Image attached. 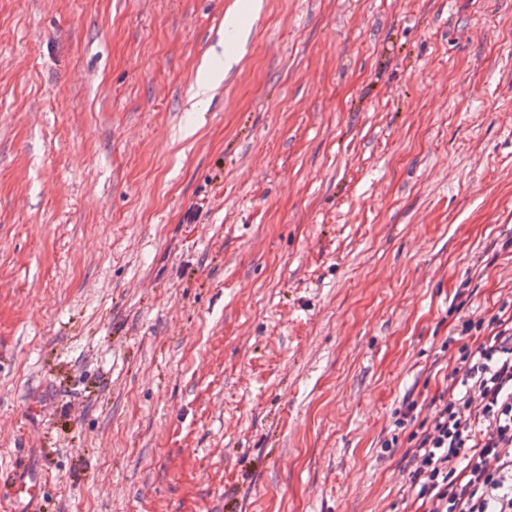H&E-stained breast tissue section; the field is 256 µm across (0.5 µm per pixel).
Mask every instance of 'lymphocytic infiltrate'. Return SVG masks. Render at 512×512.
I'll use <instances>...</instances> for the list:
<instances>
[{
  "label": "lymphocytic infiltrate",
  "mask_w": 512,
  "mask_h": 512,
  "mask_svg": "<svg viewBox=\"0 0 512 512\" xmlns=\"http://www.w3.org/2000/svg\"><path fill=\"white\" fill-rule=\"evenodd\" d=\"M451 377L426 408L407 404L403 453L416 512H512V315H465Z\"/></svg>",
  "instance_id": "1"
}]
</instances>
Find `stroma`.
Instances as JSON below:
<instances>
[{
	"mask_svg": "<svg viewBox=\"0 0 512 512\" xmlns=\"http://www.w3.org/2000/svg\"><path fill=\"white\" fill-rule=\"evenodd\" d=\"M247 2L0 0V512H415L395 413L512 311V0ZM221 77L218 72H212L207 76L200 79L193 89L192 95L189 102L192 103V107L198 104L203 105L207 102L212 92L219 86ZM11 493L13 504H19L23 501L28 503L37 502L43 495V481L38 477H31L28 481L23 479L16 480Z\"/></svg>",
	"mask_w": 512,
	"mask_h": 512,
	"instance_id": "35a3bbf8",
	"label": "stroma"
}]
</instances>
